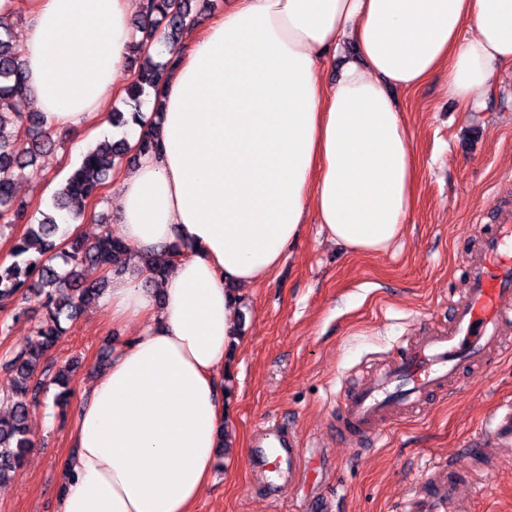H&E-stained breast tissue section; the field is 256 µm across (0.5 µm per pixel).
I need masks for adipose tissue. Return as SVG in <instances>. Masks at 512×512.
Returning a JSON list of instances; mask_svg holds the SVG:
<instances>
[{"instance_id": "adipose-tissue-1", "label": "adipose tissue", "mask_w": 512, "mask_h": 512, "mask_svg": "<svg viewBox=\"0 0 512 512\" xmlns=\"http://www.w3.org/2000/svg\"><path fill=\"white\" fill-rule=\"evenodd\" d=\"M139 4L24 0L22 70L47 131L81 145L106 129ZM350 43L358 59L325 83ZM163 55L161 148L114 176L132 253L101 304L125 336L75 410L57 512H192L224 444L240 291L278 267L307 212L355 253L402 237L419 173L390 91L444 69L452 98L486 100L512 63V0H226ZM143 253L168 268L152 293Z\"/></svg>"}]
</instances>
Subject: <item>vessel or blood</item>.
<instances>
[{"label": "vessel or blood", "mask_w": 512, "mask_h": 512, "mask_svg": "<svg viewBox=\"0 0 512 512\" xmlns=\"http://www.w3.org/2000/svg\"><path fill=\"white\" fill-rule=\"evenodd\" d=\"M463 267L467 293L463 301L453 302L448 330L424 332L399 347L363 383L341 395L336 436L355 452H363L378 423L394 409L447 392L462 369L512 349V340L502 334L504 323L512 319V207L498 209ZM490 441L512 446L511 402L499 405L470 439L469 459H481ZM249 454L263 472L269 498H277L300 474V442L291 429L274 428L271 440L258 441ZM481 477L480 470L436 462L391 512H462L463 487L477 486Z\"/></svg>", "instance_id": "1"}]
</instances>
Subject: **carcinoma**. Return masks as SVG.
<instances>
[{"label":"carcinoma","mask_w":512,"mask_h":512,"mask_svg":"<svg viewBox=\"0 0 512 512\" xmlns=\"http://www.w3.org/2000/svg\"><path fill=\"white\" fill-rule=\"evenodd\" d=\"M191 2L142 0L138 32L143 59L135 81L127 88L128 105L135 119L140 117L142 97L159 93L166 68L174 63L172 59L166 63L154 61L149 47L156 41L174 45L183 39L197 22ZM13 24L9 14L0 13V226L18 224L28 217V203L14 194L13 169L37 161L55 147L40 113L17 110V103L27 95V89L22 65L11 52ZM158 148L155 133L143 136L134 146L124 138L98 143L58 190L56 209L68 210L74 200L96 197L112 169L131 163L142 152ZM58 227L52 216L29 225L13 245L14 261L6 267L0 265V300L34 295L46 309L35 343L15 349L6 362L14 374L15 386L10 395L12 411L0 416V481L21 466L33 446L26 424L28 403L37 400L51 385L61 387L56 394L59 399L69 393L70 365L51 373L45 368L44 358L65 332L61 319L76 318L86 304L103 295L105 282L84 281L82 267L117 272L130 251L124 241L106 230L91 242L73 238L60 251L54 240Z\"/></svg>","instance_id":"1"}]
</instances>
